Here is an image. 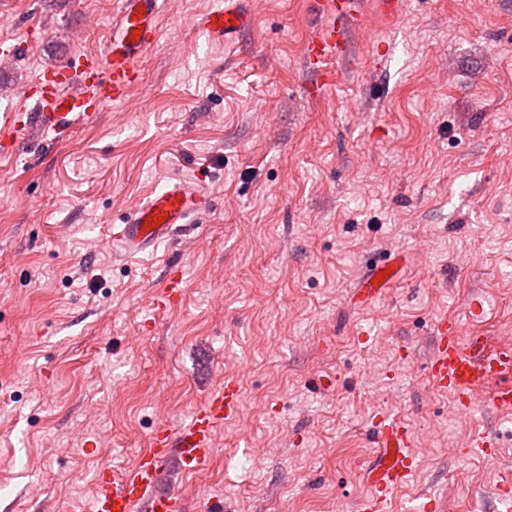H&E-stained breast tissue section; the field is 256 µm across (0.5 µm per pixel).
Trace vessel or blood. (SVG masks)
<instances>
[{
  "mask_svg": "<svg viewBox=\"0 0 512 512\" xmlns=\"http://www.w3.org/2000/svg\"><path fill=\"white\" fill-rule=\"evenodd\" d=\"M248 2L224 0L223 6L200 17L199 25L210 43L229 46L239 41L249 24ZM316 4L327 24L307 41L305 60L327 79L331 76L327 63L343 57L347 35L361 12L358 0H316ZM163 5L164 0H122L104 54L85 57L73 66L46 69L33 83L13 89L0 107V152L7 154L21 144L46 138L61 142L71 128L96 119L107 105L126 102L158 40ZM406 6L407 0H376L375 10L384 24L391 25L404 15ZM211 208L212 198L202 186L186 179H168L131 209L113 250L127 258L153 252L179 237ZM158 214L165 215V222L155 223ZM399 266L398 255L379 254L356 283L352 303L367 306L379 299L395 283L392 271ZM381 272L385 280L375 283ZM181 293V277H170L158 295V308L173 311ZM425 369L433 388L450 392L459 410L478 405L498 413L512 411L511 342L490 341L482 333L444 319L434 327V348ZM241 401L239 380L224 378L188 423L176 429L160 424L131 469L121 472L103 466L92 512H185L181 495L157 490L164 461L177 458L187 473L204 468L217 428L237 413ZM368 434L375 455L363 472L366 493L360 512H389L394 492L415 473L413 434L406 423L388 415L375 420Z\"/></svg>",
  "mask_w": 512,
  "mask_h": 512,
  "instance_id": "obj_1",
  "label": "vessel or blood"
}]
</instances>
